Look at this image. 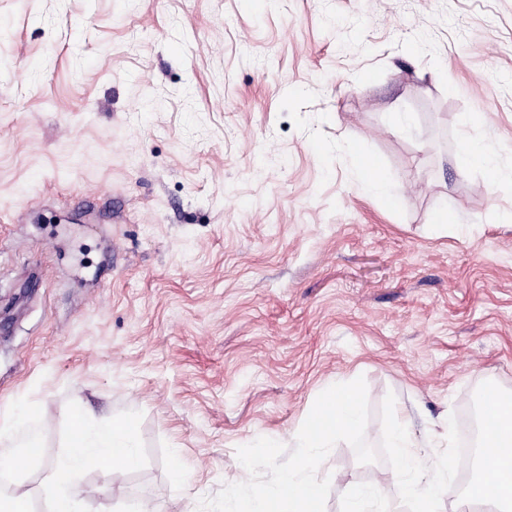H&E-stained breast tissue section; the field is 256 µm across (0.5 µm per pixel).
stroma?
<instances>
[{"label":"stroma","mask_w":512,"mask_h":512,"mask_svg":"<svg viewBox=\"0 0 512 512\" xmlns=\"http://www.w3.org/2000/svg\"><path fill=\"white\" fill-rule=\"evenodd\" d=\"M465 131L512 164V0H0V413L47 460L77 407L131 420L89 512H197L339 379L371 447L391 392L444 449L512 390V185ZM378 474L335 445L325 512ZM462 143L468 148L465 151L467 164L485 171L491 182L512 183L511 166L505 167L500 164L490 145H486L481 139L473 138L467 133L462 136ZM367 157L360 156L357 158V164L364 175V190L375 197L390 198V185L384 173L376 168V166Z\"/></svg>","instance_id":"1"}]
</instances>
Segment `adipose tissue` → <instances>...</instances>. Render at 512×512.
<instances>
[{"mask_svg": "<svg viewBox=\"0 0 512 512\" xmlns=\"http://www.w3.org/2000/svg\"><path fill=\"white\" fill-rule=\"evenodd\" d=\"M465 159L486 172L494 183H512V168L500 164L497 155L482 140L463 135ZM26 420L18 413L0 417V470L18 471L25 460H37L40 439L32 436L15 440V430ZM139 443L129 421L92 408H84L68 419L66 448L53 461L54 480L46 487L49 512H87L76 489L77 478L94 468L106 478L136 466L140 461Z\"/></svg>", "mask_w": 512, "mask_h": 512, "instance_id": "obj_1", "label": "adipose tissue"}]
</instances>
